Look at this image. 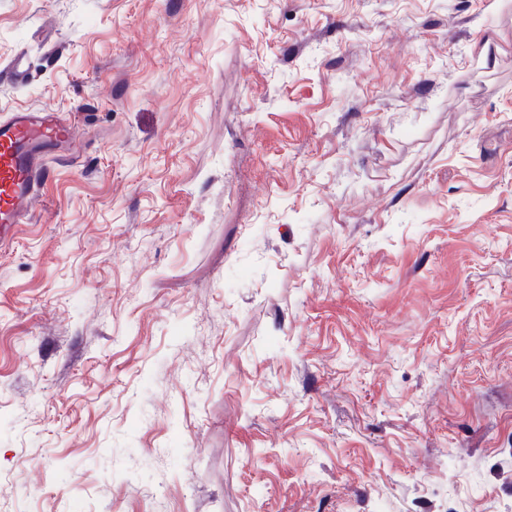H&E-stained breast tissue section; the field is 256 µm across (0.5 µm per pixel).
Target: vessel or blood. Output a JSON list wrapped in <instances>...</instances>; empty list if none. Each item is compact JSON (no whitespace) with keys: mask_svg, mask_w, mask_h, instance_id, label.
Masks as SVG:
<instances>
[{"mask_svg":"<svg viewBox=\"0 0 512 512\" xmlns=\"http://www.w3.org/2000/svg\"><path fill=\"white\" fill-rule=\"evenodd\" d=\"M74 139L70 117L59 112L25 107L0 117V244L28 223L40 186L50 176L45 154Z\"/></svg>","mask_w":512,"mask_h":512,"instance_id":"vessel-or-blood-1","label":"vessel or blood"}]
</instances>
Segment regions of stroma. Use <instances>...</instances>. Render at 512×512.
<instances>
[{"mask_svg": "<svg viewBox=\"0 0 512 512\" xmlns=\"http://www.w3.org/2000/svg\"><path fill=\"white\" fill-rule=\"evenodd\" d=\"M0 0L70 114L0 246V512H512V0Z\"/></svg>", "mask_w": 512, "mask_h": 512, "instance_id": "stroma-1", "label": "stroma"}]
</instances>
